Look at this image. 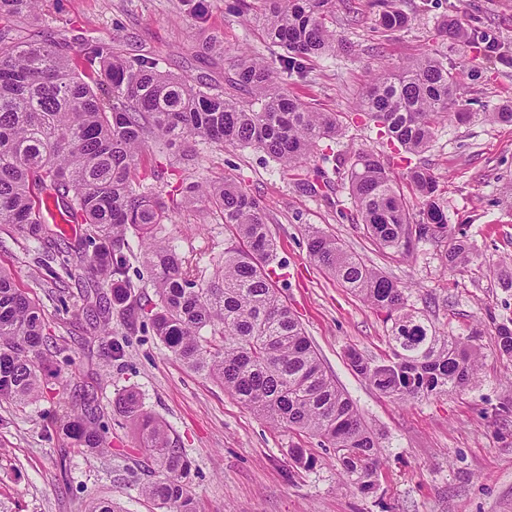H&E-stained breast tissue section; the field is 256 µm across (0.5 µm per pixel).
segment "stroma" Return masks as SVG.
Listing matches in <instances>:
<instances>
[{"label": "stroma", "mask_w": 512, "mask_h": 512, "mask_svg": "<svg viewBox=\"0 0 512 512\" xmlns=\"http://www.w3.org/2000/svg\"><path fill=\"white\" fill-rule=\"evenodd\" d=\"M243 0H202L201 18L181 10L180 0H44L29 32L78 49L86 40L113 42L127 57L147 55L163 69L229 91L233 57L241 50L268 55L263 31L242 13ZM413 16L393 34L378 26L376 0H336V35L349 54L317 57L307 76L289 82L291 95L321 112L342 116L344 134L324 140L307 160L284 168L262 150L201 143L191 159L177 149L148 146L135 180L161 173L164 180L229 178L266 207L275 244L276 285L298 317L321 362L357 405L379 442L381 467L374 490L346 485L332 449L318 438L274 428L207 376L171 356L148 319L127 325L112 318L111 337L85 336L75 326L82 305L80 277L65 281L57 298L40 284L34 246L0 229V265L34 298L68 347L69 391L93 393L112 426L107 457L68 451L55 428L64 413L55 399L24 408L0 400V512H84L91 498L120 500L125 512H157L137 488L153 464L115 400L136 391L145 411L164 421L177 448L191 460L192 492L200 512H512V362L494 343L499 324L512 319V288L500 285L512 272V125L479 119V111L512 106V0H396ZM464 17L474 41L454 43L439 28ZM121 41H113L114 30ZM224 42L220 58L201 54L210 38ZM500 49L489 53L485 41ZM440 58L461 73L455 110L465 123L436 126L429 149L402 158L382 143L357 102L374 74L392 73L421 54ZM390 159L395 173L427 165L444 190L446 235L410 251L379 247L357 221L348 169L360 150ZM319 229L336 238L406 289L412 310L452 336L481 328L480 374L472 385L441 396L401 402L358 376L347 360L354 348L368 358L390 357L391 325L382 313L310 260L307 237ZM162 231L203 276H211L224 252V223L207 204L174 212ZM466 237L474 260L448 270L449 237ZM121 353L110 356V345ZM302 445L315 459L293 467L291 450Z\"/></svg>", "instance_id": "1"}]
</instances>
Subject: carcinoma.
<instances>
[{
  "instance_id": "1",
  "label": "carcinoma",
  "mask_w": 512,
  "mask_h": 512,
  "mask_svg": "<svg viewBox=\"0 0 512 512\" xmlns=\"http://www.w3.org/2000/svg\"><path fill=\"white\" fill-rule=\"evenodd\" d=\"M42 0H0V226L40 244L38 268L52 288L81 275L85 284L84 331L112 334V313L134 324L147 311L156 336L190 370L234 395L275 426L320 438L333 449L342 475L362 492L375 486L378 440L358 409L326 373L311 340L282 300L267 272L274 244L266 207L240 184L191 182L174 188L180 200L134 182L152 139L191 157L193 143L254 147L285 167L305 160L323 139L343 133L335 112H319L288 94V82L305 76L313 57L350 52L327 25L335 0H254L246 6L283 54L268 61L240 55L232 87L251 94L244 104L188 76L161 68L154 58H124L112 44L85 41L76 53L22 34L15 21L38 20ZM379 23L400 31L409 17L393 0H379ZM440 36L467 41L462 20L442 23ZM457 74L422 55L397 74L379 73L358 101L379 137L407 153L426 151L437 120L454 105ZM406 181L421 201L410 214L392 171L375 150H362L351 165L349 189L372 240L408 251L414 243L448 232L436 177L422 166ZM224 219L229 238L207 281L157 228L172 209L199 200ZM51 202L82 235L68 242L43 217ZM145 247L156 301L150 309L130 302L136 285L126 276L130 241ZM308 254L337 281L392 321V360L374 363L353 350L352 369L395 400L446 394L479 375L480 354L470 336L439 332L407 308L404 289L368 267L334 238L314 230ZM448 269L472 260L468 243L450 238ZM499 354L512 360V328H497ZM65 347L47 330L43 310L0 268V399L20 406L44 398V365L69 363ZM70 414L58 426L75 452L107 454L112 437L95 400L70 396ZM120 413L134 427L162 477L141 495L162 512H199L188 491L191 464L173 445L167 425L142 407L139 395H119Z\"/></svg>"
}]
</instances>
